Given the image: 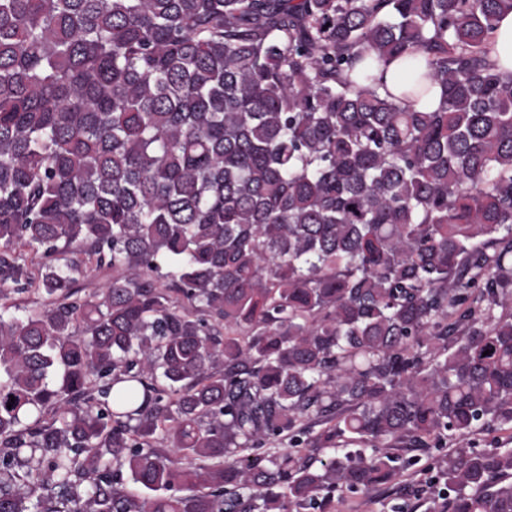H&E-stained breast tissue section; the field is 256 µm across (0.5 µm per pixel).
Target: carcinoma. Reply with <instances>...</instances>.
<instances>
[{
  "instance_id": "obj_1",
  "label": "carcinoma",
  "mask_w": 512,
  "mask_h": 512,
  "mask_svg": "<svg viewBox=\"0 0 512 512\" xmlns=\"http://www.w3.org/2000/svg\"><path fill=\"white\" fill-rule=\"evenodd\" d=\"M509 12L0 0V512H326L512 427ZM439 484L512 512V448ZM491 56L504 74H512V12L500 17L491 43Z\"/></svg>"
}]
</instances>
